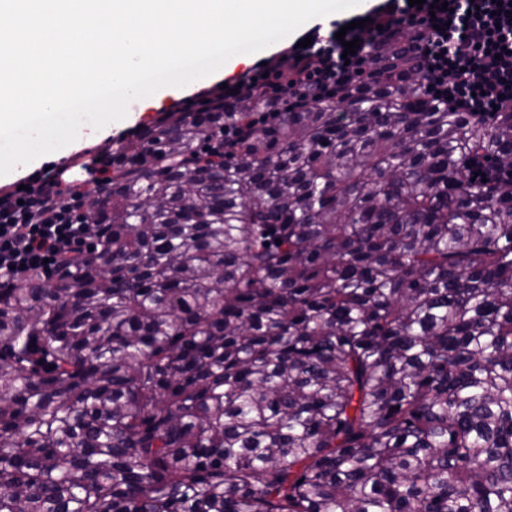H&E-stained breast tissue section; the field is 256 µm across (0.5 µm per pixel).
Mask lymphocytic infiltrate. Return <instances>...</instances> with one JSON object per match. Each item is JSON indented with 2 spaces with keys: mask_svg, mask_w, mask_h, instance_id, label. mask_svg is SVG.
Here are the masks:
<instances>
[{
  "mask_svg": "<svg viewBox=\"0 0 512 512\" xmlns=\"http://www.w3.org/2000/svg\"><path fill=\"white\" fill-rule=\"evenodd\" d=\"M446 2L447 10L436 11L434 0L420 6L387 0L386 7L371 13L365 27L345 32L336 21L329 31L312 29L308 47L286 48L288 68L266 60L234 81L231 89L243 95L264 85L292 104L315 91L334 90L338 81L367 65L364 43L379 28L410 26L428 33L417 61L430 95L476 115L512 109V0ZM339 31L344 34L340 40L335 37ZM356 38L360 48L345 55V43ZM228 90L217 86L205 95L219 99ZM25 184L22 190L0 188V282L61 264L85 237L80 185L61 182L45 170L30 174Z\"/></svg>",
  "mask_w": 512,
  "mask_h": 512,
  "instance_id": "obj_1",
  "label": "lymphocytic infiltrate"
}]
</instances>
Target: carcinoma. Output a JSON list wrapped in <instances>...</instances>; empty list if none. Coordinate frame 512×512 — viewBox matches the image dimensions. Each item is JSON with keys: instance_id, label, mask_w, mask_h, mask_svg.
I'll list each match as a JSON object with an SVG mask.
<instances>
[{"instance_id": "carcinoma-1", "label": "carcinoma", "mask_w": 512, "mask_h": 512, "mask_svg": "<svg viewBox=\"0 0 512 512\" xmlns=\"http://www.w3.org/2000/svg\"><path fill=\"white\" fill-rule=\"evenodd\" d=\"M425 38L86 161L92 248L0 288V512H512V110Z\"/></svg>"}]
</instances>
